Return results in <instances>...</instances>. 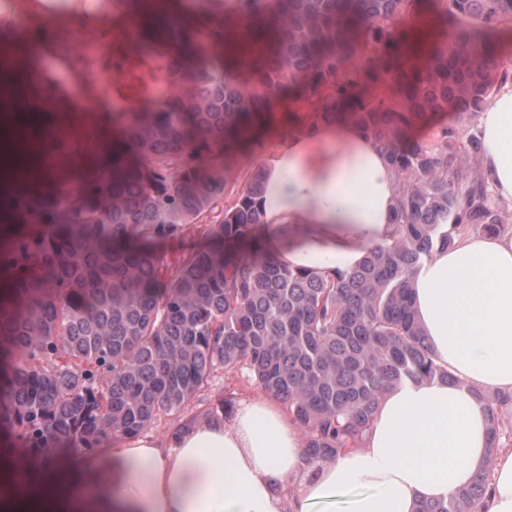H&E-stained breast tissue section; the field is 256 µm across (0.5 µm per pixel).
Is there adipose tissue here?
Listing matches in <instances>:
<instances>
[{"instance_id": "ef3b65f1", "label": "adipose tissue", "mask_w": 512, "mask_h": 512, "mask_svg": "<svg viewBox=\"0 0 512 512\" xmlns=\"http://www.w3.org/2000/svg\"><path fill=\"white\" fill-rule=\"evenodd\" d=\"M477 127L478 164L512 205V83ZM264 174L259 237L281 264L349 270L395 231L394 172L351 123H300ZM412 288L434 360L454 380L390 389L361 447L309 467L302 430L259 397L232 424L197 420L164 447L142 433L92 454L0 450V512H314L348 490L350 512H417L481 472L479 512H512V448L492 447L486 401L512 392V237L461 236Z\"/></svg>"}]
</instances>
